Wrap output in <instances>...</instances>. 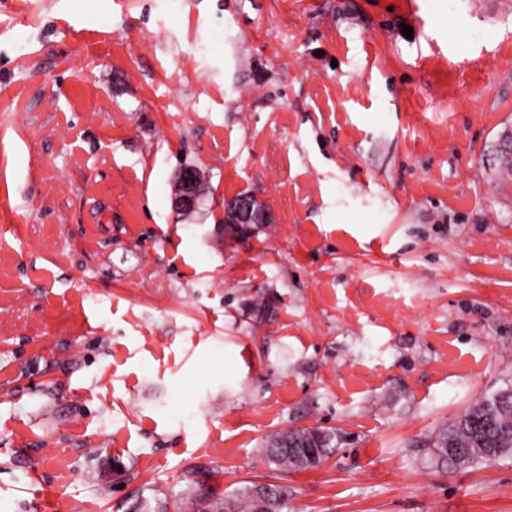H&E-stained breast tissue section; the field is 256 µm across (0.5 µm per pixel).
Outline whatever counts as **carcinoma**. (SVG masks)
Wrapping results in <instances>:
<instances>
[{
  "label": "carcinoma",
  "instance_id": "carcinoma-1",
  "mask_svg": "<svg viewBox=\"0 0 512 512\" xmlns=\"http://www.w3.org/2000/svg\"><path fill=\"white\" fill-rule=\"evenodd\" d=\"M339 435L329 429L310 426L295 429L281 442L269 436L262 453L269 463L283 470L316 468L331 454ZM431 459L438 467L448 466V451L459 450L463 467L512 455V387L480 397L449 424L435 430L429 438ZM255 488L232 496L210 494L192 496L193 512H257Z\"/></svg>",
  "mask_w": 512,
  "mask_h": 512
}]
</instances>
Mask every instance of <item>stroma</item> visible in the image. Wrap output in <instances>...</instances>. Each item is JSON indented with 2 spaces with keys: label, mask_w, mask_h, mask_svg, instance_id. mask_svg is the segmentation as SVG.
Returning <instances> with one entry per match:
<instances>
[{
  "label": "stroma",
  "mask_w": 512,
  "mask_h": 512,
  "mask_svg": "<svg viewBox=\"0 0 512 512\" xmlns=\"http://www.w3.org/2000/svg\"><path fill=\"white\" fill-rule=\"evenodd\" d=\"M510 129L512 0H0V512H512L426 446L512 385ZM181 182L182 187L173 198V205L178 210L193 209L203 190L194 169H184L181 172ZM254 195H241L224 203V219L229 224L240 227L251 225L247 232L254 228L252 224H271L273 217L269 209H258L254 205ZM281 442L270 435L263 443L262 453L269 463L283 470H306L316 468L331 454L339 442V435L329 429L310 426L305 429L287 431ZM288 448H298L297 451ZM257 487L247 488L232 496L195 494L191 498V508L193 512H257L259 506L254 498Z\"/></svg>",
  "instance_id": "1"
}]
</instances>
